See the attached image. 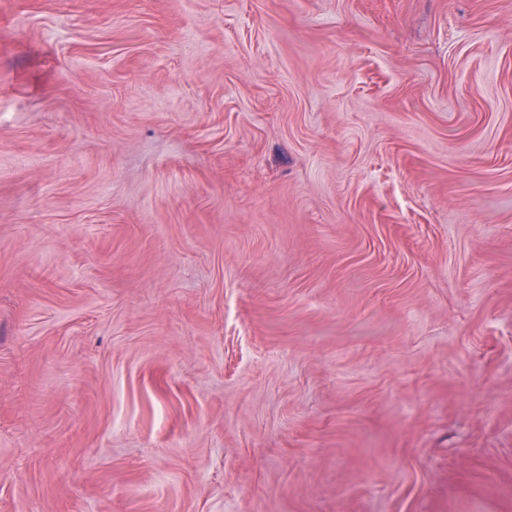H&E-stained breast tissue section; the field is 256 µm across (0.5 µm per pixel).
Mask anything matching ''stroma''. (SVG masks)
I'll return each instance as SVG.
<instances>
[{
    "label": "stroma",
    "mask_w": 512,
    "mask_h": 512,
    "mask_svg": "<svg viewBox=\"0 0 512 512\" xmlns=\"http://www.w3.org/2000/svg\"><path fill=\"white\" fill-rule=\"evenodd\" d=\"M0 512H512V0H0Z\"/></svg>",
    "instance_id": "1"
}]
</instances>
